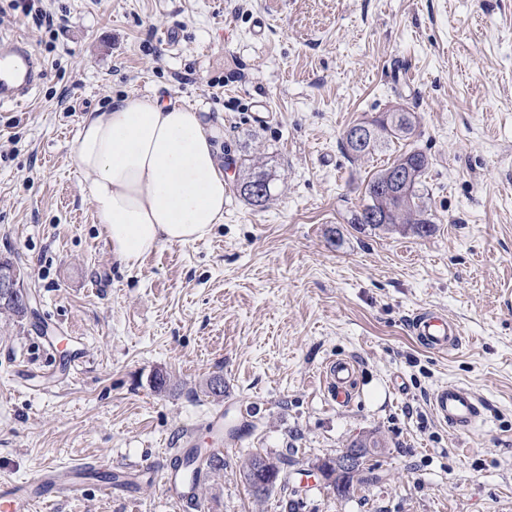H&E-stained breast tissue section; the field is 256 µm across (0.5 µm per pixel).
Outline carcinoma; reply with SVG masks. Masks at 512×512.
<instances>
[{
  "label": "carcinoma",
  "mask_w": 512,
  "mask_h": 512,
  "mask_svg": "<svg viewBox=\"0 0 512 512\" xmlns=\"http://www.w3.org/2000/svg\"><path fill=\"white\" fill-rule=\"evenodd\" d=\"M415 116L413 113L401 107L391 113V120L385 122L379 121L377 128L372 136L361 146L355 147L350 141H345L344 147L349 156L354 160L369 157L391 143L409 138L406 131H414ZM408 161L410 166L409 177L415 181V191L409 198H396L377 193L376 188L382 182L384 176L396 164L402 161ZM430 161L428 156L419 150L406 151L397 156L391 163L378 170L367 182L364 191L363 203L360 209L351 213L348 223L358 224L362 227L366 223L359 219L361 212L368 209L377 208L386 213L388 223L374 224L372 228L382 229L387 232L412 233L419 237H426L433 231L432 221L428 218V200L429 193L424 186L423 177L429 169ZM254 181H263L267 187H272L273 178L263 167L255 164L250 166L248 174L237 183V189L250 204L261 206L272 196V192H267L261 199H253L246 192V186ZM347 447L349 448H385L386 440L375 433L361 435L351 440ZM201 449L195 448L188 452L182 459L186 477L194 485L200 484L199 470L195 469L194 464ZM365 478L362 477V470L358 469L354 473L346 475L339 474L333 487L336 493L343 494L350 492L354 483H362Z\"/></svg>",
  "instance_id": "carcinoma-1"
}]
</instances>
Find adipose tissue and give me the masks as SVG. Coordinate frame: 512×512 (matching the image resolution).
<instances>
[{
    "label": "adipose tissue",
    "instance_id": "adipose-tissue-1",
    "mask_svg": "<svg viewBox=\"0 0 512 512\" xmlns=\"http://www.w3.org/2000/svg\"><path fill=\"white\" fill-rule=\"evenodd\" d=\"M223 117L197 102L131 95L79 123L74 161L116 257L140 261L223 223Z\"/></svg>",
    "mask_w": 512,
    "mask_h": 512
}]
</instances>
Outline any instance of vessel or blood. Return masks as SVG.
Masks as SVG:
<instances>
[{"instance_id":"vessel-or-blood-1","label":"vessel or blood","mask_w":512,"mask_h":512,"mask_svg":"<svg viewBox=\"0 0 512 512\" xmlns=\"http://www.w3.org/2000/svg\"><path fill=\"white\" fill-rule=\"evenodd\" d=\"M41 78L39 61L27 40L20 35L0 39V105L20 103L36 88ZM408 329L425 349L445 353L457 348L461 329L444 313L434 309L416 312ZM355 365L349 359L329 360L323 369V379L330 397L343 404L352 397ZM431 408L436 418L450 429L471 431L482 416V402L468 387L451 383L434 391ZM88 463L80 462L68 468L46 467L25 486L0 489V512H36L38 506L49 505L57 499H75L84 493ZM159 484L169 498L196 507L197 501L176 466L159 472Z\"/></svg>"}]
</instances>
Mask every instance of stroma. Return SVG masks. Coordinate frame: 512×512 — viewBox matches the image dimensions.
Instances as JSON below:
<instances>
[{"label":"stroma","mask_w":512,"mask_h":512,"mask_svg":"<svg viewBox=\"0 0 512 512\" xmlns=\"http://www.w3.org/2000/svg\"><path fill=\"white\" fill-rule=\"evenodd\" d=\"M0 0L44 79L0 106V259L20 266L30 314H0V485L47 464L165 460L223 411L224 469L202 512H512V0ZM263 34H256L257 21ZM202 102L224 117L230 180L246 159L275 196L231 192L205 239L117 259L73 162L79 121L128 95ZM403 103L406 145L430 158V236L348 219L389 152L354 162L353 124ZM460 345L424 350L423 308ZM353 359L352 400L333 404L327 360ZM169 376L166 391L156 375ZM224 394L206 396L210 378ZM457 382L483 401L470 432L432 413ZM376 432V478L336 496L301 474ZM260 453L287 492L255 501L239 475ZM39 512H189L140 482ZM250 171L248 174L242 178L241 181L237 183V189H239V192L241 195L244 196V198L249 201L251 205L255 206H261L264 205L272 196V183L273 178L269 173L264 170L263 166H257L256 164H252L250 167H248ZM254 181H263L267 184L268 190L265 196L262 199H252L249 195H247V192L245 190L246 186ZM408 329L422 347L437 353L451 351L461 341L460 326L434 309L426 308L416 312L408 322Z\"/></svg>","instance_id":"1"}]
</instances>
